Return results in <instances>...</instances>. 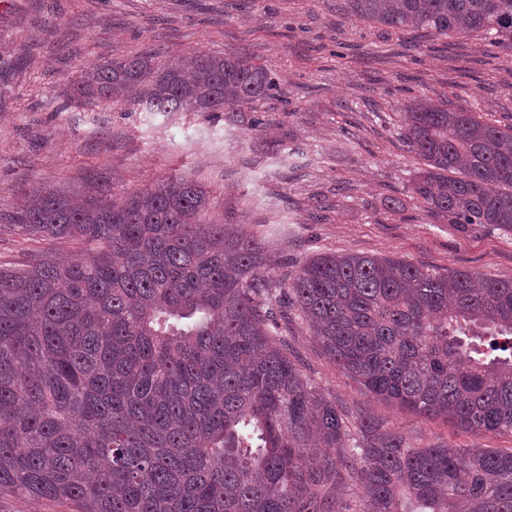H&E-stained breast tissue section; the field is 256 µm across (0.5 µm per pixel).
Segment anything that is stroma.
<instances>
[{
    "mask_svg": "<svg viewBox=\"0 0 512 512\" xmlns=\"http://www.w3.org/2000/svg\"><path fill=\"white\" fill-rule=\"evenodd\" d=\"M145 50L171 63L242 52L277 90L231 120L74 99L88 68ZM417 96L511 125L512 51L375 26L348 0H0V263L44 246L13 226L25 191L79 196L104 182L119 198L181 174L210 190L211 219L264 237L282 268L336 252L512 278L511 235L458 232L409 198L422 162L399 131ZM284 338L337 404L387 419L413 446L512 449L510 435L364 399L300 320Z\"/></svg>",
    "mask_w": 512,
    "mask_h": 512,
    "instance_id": "stroma-1",
    "label": "stroma"
}]
</instances>
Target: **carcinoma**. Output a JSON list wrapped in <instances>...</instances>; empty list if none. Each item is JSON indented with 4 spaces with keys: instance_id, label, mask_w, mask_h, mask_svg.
<instances>
[{
    "instance_id": "1",
    "label": "carcinoma",
    "mask_w": 512,
    "mask_h": 512,
    "mask_svg": "<svg viewBox=\"0 0 512 512\" xmlns=\"http://www.w3.org/2000/svg\"><path fill=\"white\" fill-rule=\"evenodd\" d=\"M349 2L368 23L512 50V0ZM274 87L244 53L173 67L142 52L74 93L227 117ZM401 136L428 216L512 233V126L419 98ZM209 206L181 176L119 199L25 194L15 228L88 258L0 264V495L77 512H512V450L417 448L353 423L281 339L288 307L363 394L512 435V279L350 253L280 274L262 238L206 220Z\"/></svg>"
}]
</instances>
